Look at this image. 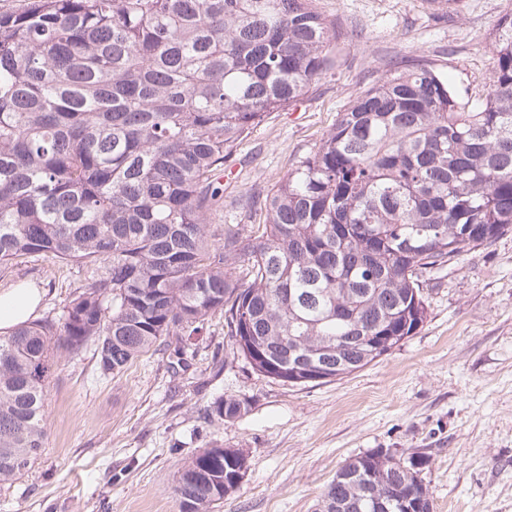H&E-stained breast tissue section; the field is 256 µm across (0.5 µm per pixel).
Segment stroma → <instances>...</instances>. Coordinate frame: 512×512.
Wrapping results in <instances>:
<instances>
[{
	"label": "stroma",
	"instance_id": "1",
	"mask_svg": "<svg viewBox=\"0 0 512 512\" xmlns=\"http://www.w3.org/2000/svg\"><path fill=\"white\" fill-rule=\"evenodd\" d=\"M331 65L224 160L213 231L247 236L260 202L326 137L341 112L395 69L423 61L460 99L488 89L489 42L512 0H313ZM85 269L41 255L0 265V290L31 282L39 316H61ZM427 317L388 355L330 382L266 377L234 353L223 313L190 340L166 336L102 375L93 349L61 360L46 390L44 450L0 489V512H180L178 471L206 448L248 459L213 512H315L351 458L423 455L433 512H512V232L423 276ZM246 400L220 420L214 401Z\"/></svg>",
	"mask_w": 512,
	"mask_h": 512
}]
</instances>
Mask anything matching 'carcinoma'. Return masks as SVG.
<instances>
[{"label":"carcinoma","instance_id":"cac0c4a2","mask_svg":"<svg viewBox=\"0 0 512 512\" xmlns=\"http://www.w3.org/2000/svg\"><path fill=\"white\" fill-rule=\"evenodd\" d=\"M312 0H21L0 4V263L86 267L58 318L0 335V487L43 447L58 358L88 345L102 374L221 311L233 348L283 382L389 354L424 322L421 277L512 231V14L491 40L485 98L407 66L341 113L265 197L266 222L211 242L233 147L330 65ZM243 269L240 277L232 271ZM244 400H217L233 419ZM427 460L345 462L321 512H432ZM248 469L207 448L179 472L180 512H210Z\"/></svg>","mask_w":512,"mask_h":512}]
</instances>
